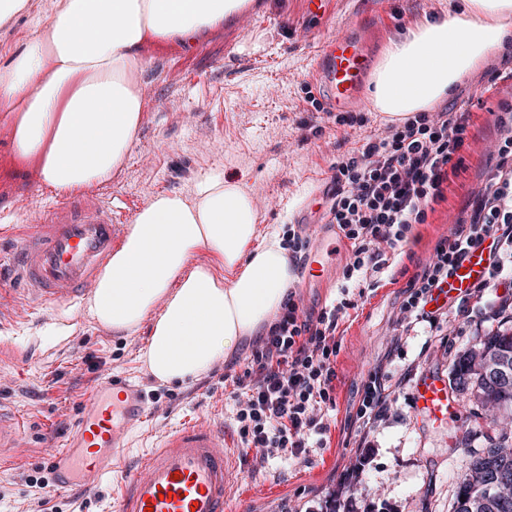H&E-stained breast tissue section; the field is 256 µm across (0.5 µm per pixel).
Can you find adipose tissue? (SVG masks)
Listing matches in <instances>:
<instances>
[{
  "instance_id": "obj_1",
  "label": "adipose tissue",
  "mask_w": 512,
  "mask_h": 512,
  "mask_svg": "<svg viewBox=\"0 0 512 512\" xmlns=\"http://www.w3.org/2000/svg\"><path fill=\"white\" fill-rule=\"evenodd\" d=\"M231 0H55L46 22L0 68L19 163L73 191L110 182L143 108L144 50L192 46L222 25ZM512 53V0H460L397 35L369 89L375 111L401 121L431 111L495 54ZM258 211L239 183L209 173L194 199L154 196L139 211L91 296L97 322L135 332L150 322L141 360L159 382L183 384L265 335L295 276L279 233L255 245ZM211 261L194 264L199 251Z\"/></svg>"
}]
</instances>
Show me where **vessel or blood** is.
Wrapping results in <instances>:
<instances>
[{
    "instance_id": "vessel-or-blood-1",
    "label": "vessel or blood",
    "mask_w": 512,
    "mask_h": 512,
    "mask_svg": "<svg viewBox=\"0 0 512 512\" xmlns=\"http://www.w3.org/2000/svg\"><path fill=\"white\" fill-rule=\"evenodd\" d=\"M264 6V0H242L226 13L224 23L251 30ZM375 56V30L364 22L315 44L311 72L332 110L347 112L361 106ZM121 216L108 200L80 207L63 200L34 228L20 233L12 263L40 304L73 305L95 290L122 239ZM294 218L310 238L302 268L305 283L321 287L347 243L337 225L311 220L306 209L296 210ZM487 255L484 247L469 254L448 280L449 295L482 278ZM415 405L419 415L435 426L461 416L447 379L436 373L420 379ZM149 416L135 385L103 376L64 447L55 454V486L69 490L80 486L86 474L102 473L104 463L124 456L130 432ZM241 454L223 428L184 422L126 468L118 485L116 512H227L236 490L235 462Z\"/></svg>"
}]
</instances>
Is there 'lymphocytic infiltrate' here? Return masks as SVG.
Returning <instances> with one entry per match:
<instances>
[{
	"instance_id": "f902f5d3",
	"label": "lymphocytic infiltrate",
	"mask_w": 512,
	"mask_h": 512,
	"mask_svg": "<svg viewBox=\"0 0 512 512\" xmlns=\"http://www.w3.org/2000/svg\"><path fill=\"white\" fill-rule=\"evenodd\" d=\"M467 127L466 114L427 112L387 127L337 166L330 221L351 248L339 297L315 314L288 297L268 333L253 340L243 372L231 377L237 436L260 461L304 458L323 447L336 409V330L355 305L352 291L384 273L388 253L406 241L411 225L425 223ZM485 243V274L464 297H495L505 310L512 306V124L502 128L491 175L470 213L437 241L430 262L411 280L398 314L404 332L443 327L448 306L439 296L469 250ZM391 362L384 356L362 386L359 439L342 478L306 512H396L394 504L363 489L378 454L372 432L398 400L385 370Z\"/></svg>"
}]
</instances>
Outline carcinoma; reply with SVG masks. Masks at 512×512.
Masks as SVG:
<instances>
[{
    "instance_id": "carcinoma-1",
    "label": "carcinoma",
    "mask_w": 512,
    "mask_h": 512,
    "mask_svg": "<svg viewBox=\"0 0 512 512\" xmlns=\"http://www.w3.org/2000/svg\"><path fill=\"white\" fill-rule=\"evenodd\" d=\"M512 369V329L486 335L481 347L462 355L453 365L451 391L472 385L476 397L512 416V382L502 383L489 374L493 365ZM512 432L500 430L490 447L470 463L460 484L455 512H512Z\"/></svg>"
}]
</instances>
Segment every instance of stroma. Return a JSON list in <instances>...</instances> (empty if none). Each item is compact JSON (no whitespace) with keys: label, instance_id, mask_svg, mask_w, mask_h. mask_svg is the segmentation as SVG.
Masks as SVG:
<instances>
[{"label":"stroma","instance_id":"stroma-1","mask_svg":"<svg viewBox=\"0 0 512 512\" xmlns=\"http://www.w3.org/2000/svg\"><path fill=\"white\" fill-rule=\"evenodd\" d=\"M377 2L330 0L327 14L318 19L307 16L304 0H266L270 23L257 32L222 27L190 49L178 43L146 49L144 107L125 164L111 182L78 189V196L112 199L132 217L150 201L144 186L190 199L201 176L218 172L253 197L258 242L276 229L290 235L297 229L296 208L388 123L368 100L351 112L331 111L309 73L312 41L369 21ZM452 2L389 0L381 47H388L398 30L442 16ZM52 8L53 0H29L26 13L0 27V67L24 47L33 21L47 20ZM452 102L471 114V147L463 151L444 200L433 203L425 223L412 225L387 271L365 288L339 327L336 414L327 448L287 463H239L237 512H305L311 499L335 483L353 446L350 420L363 382L396 333L404 292L430 261L437 240L469 213L487 176V154L500 141L499 118L512 113V56L478 70ZM9 127L8 115L0 112V259L5 261L17 234L34 226L59 197L35 167L14 165ZM449 321V329L439 334L422 328L409 336L389 372L391 380L401 381L407 365L415 367L412 381L401 382L390 418L376 430L379 455L370 488L403 512H454L462 476L495 433L487 424L489 409L470 389L454 395L463 408L456 453L448 451L447 429L424 425L415 414V379L428 372L451 376L458 357L479 348L494 326L473 300L456 304ZM150 334L146 323L132 333L99 324L85 300L71 307L39 306L18 281H0V409L26 421L16 441L0 447V512H39L41 491L28 477L37 466L53 463L103 374L135 382L152 411L130 438L132 452H141L144 439H156L188 419L219 422L234 431L223 375L242 373L249 345L217 363L204 380L162 385L140 360ZM123 470L118 464L111 481L53 491L51 503L57 512H115Z\"/></svg>","mask_w":512,"mask_h":512}]
</instances>
